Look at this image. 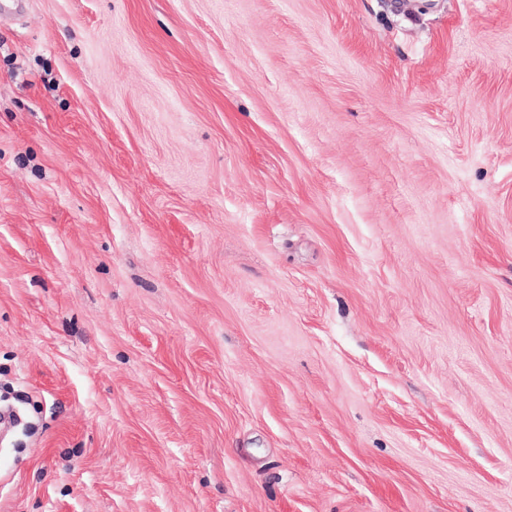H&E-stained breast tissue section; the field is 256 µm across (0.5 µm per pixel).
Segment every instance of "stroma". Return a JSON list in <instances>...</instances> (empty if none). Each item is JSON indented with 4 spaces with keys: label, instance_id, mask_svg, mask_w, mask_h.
<instances>
[{
    "label": "stroma",
    "instance_id": "obj_1",
    "mask_svg": "<svg viewBox=\"0 0 512 512\" xmlns=\"http://www.w3.org/2000/svg\"><path fill=\"white\" fill-rule=\"evenodd\" d=\"M0 512H512V0H0Z\"/></svg>",
    "mask_w": 512,
    "mask_h": 512
}]
</instances>
